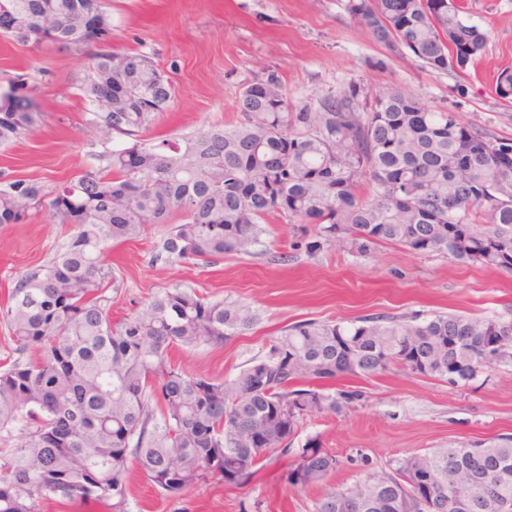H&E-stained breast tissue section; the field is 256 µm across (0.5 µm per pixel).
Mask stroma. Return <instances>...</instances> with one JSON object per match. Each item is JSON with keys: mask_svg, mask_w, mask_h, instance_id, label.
I'll return each instance as SVG.
<instances>
[{"mask_svg": "<svg viewBox=\"0 0 512 512\" xmlns=\"http://www.w3.org/2000/svg\"><path fill=\"white\" fill-rule=\"evenodd\" d=\"M348 0H110L112 48L153 58L175 88L151 136L179 138L234 122L243 88L276 73L291 102L311 104L355 89L374 97L394 88L434 110L455 113L491 139L512 140V103L499 99L498 75L512 70V0H464L468 17L488 34L483 57L464 70L434 71L409 52L394 53L358 25ZM86 55L0 36V92L26 82L42 117L0 150V171L54 187L85 171L90 154L112 149L110 131L87 125L77 85ZM263 253L209 264L158 258L166 226L112 245L108 260L119 288L105 286L113 320L164 288L189 286L213 299L231 298L260 312L251 329L224 345L180 348L171 357L187 374L218 379L239 374L285 325L306 319L347 322L367 315L428 317L465 313L512 319V270L419 255L395 243L366 258L330 248L308 256L310 224L271 219ZM74 231L49 213L0 224V304L30 268L46 264ZM335 390L363 397L339 414L305 419L290 445L310 439L341 467L329 485L353 488L368 468L394 469L403 459L451 443L512 434V366L484 371L466 387L391 368L369 379L345 378ZM288 457L273 454L244 485L206 477L172 497L139 472L129 476V512H315L321 488H292Z\"/></svg>", "mask_w": 512, "mask_h": 512, "instance_id": "stroma-1", "label": "stroma"}]
</instances>
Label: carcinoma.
Masks as SVG:
<instances>
[{"label": "carcinoma", "mask_w": 512, "mask_h": 512, "mask_svg": "<svg viewBox=\"0 0 512 512\" xmlns=\"http://www.w3.org/2000/svg\"><path fill=\"white\" fill-rule=\"evenodd\" d=\"M353 19L392 51L428 68L478 59L488 36L457 0H348ZM24 22L9 37L88 55L78 90L86 123L124 138L90 155L79 177L48 190L0 172V224L49 212L76 231L46 265L25 272L0 308L16 358L0 370V512H39L59 498L128 512L130 466L178 496L207 474L249 481L271 454L293 456V487L322 486L341 465L308 440L288 447L304 418L338 413L358 390H323L400 367L465 387L512 364V320L462 314L284 326L232 379L186 374L172 350L218 345L259 315L235 300L165 288L112 324L118 277L111 242L133 240L183 215L155 244L168 260L251 255L266 221L312 224L305 252L333 246L368 256L384 242L414 253L512 269V140H492L448 111L386 90L352 89L315 109L290 103L276 73L248 84L235 125L147 141L175 96L151 57L112 50L106 0H0ZM496 95L512 100V72ZM0 103V147L41 118L26 83ZM369 186L370 196L360 195ZM258 430L262 443L247 434ZM316 512H512V435L462 442L373 470L352 490L333 488Z\"/></svg>", "instance_id": "obj_1"}]
</instances>
